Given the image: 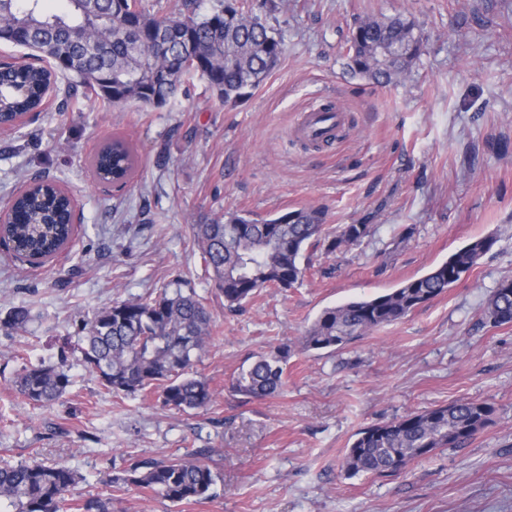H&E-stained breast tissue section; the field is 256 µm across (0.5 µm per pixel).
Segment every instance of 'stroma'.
<instances>
[{
  "instance_id": "stroma-1",
  "label": "stroma",
  "mask_w": 512,
  "mask_h": 512,
  "mask_svg": "<svg viewBox=\"0 0 512 512\" xmlns=\"http://www.w3.org/2000/svg\"><path fill=\"white\" fill-rule=\"evenodd\" d=\"M278 65L253 94L224 104L196 75L161 108L57 92L49 108L0 130V211L31 178L56 181L78 209L65 251L33 266L0 246V318L29 304L27 332L0 325V457L76 470L74 497L111 512H512V326L485 302L512 277V0H275ZM414 18L428 43L404 76L380 86L346 68L348 39L373 16ZM347 116L336 141L305 145L298 116L319 99ZM133 144L124 189L89 160L108 139ZM325 211V232L372 225L328 253L308 246L302 283L267 289L232 312L215 293L192 227L234 214ZM497 243L447 293L345 348L303 350L328 306L397 288L470 241ZM194 289L217 326L196 370L220 398L177 412L157 396H115L85 367L81 327L112 302ZM69 348L71 385L47 407L14 390L25 363ZM290 349L281 395L230 390L253 356ZM457 399L495 408L461 450L442 448L394 476H348L361 429ZM188 457L218 474L214 498L172 506L105 481L131 463Z\"/></svg>"
}]
</instances>
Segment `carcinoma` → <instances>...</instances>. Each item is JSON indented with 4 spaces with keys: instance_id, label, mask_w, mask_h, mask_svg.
<instances>
[{
    "instance_id": "cac0c4a2",
    "label": "carcinoma",
    "mask_w": 512,
    "mask_h": 512,
    "mask_svg": "<svg viewBox=\"0 0 512 512\" xmlns=\"http://www.w3.org/2000/svg\"><path fill=\"white\" fill-rule=\"evenodd\" d=\"M0 0L4 40L29 50L30 62L0 63V126L42 108L45 91L70 76L95 99L107 103L137 101L159 108L174 97L184 75L195 73L226 104H235L256 88L282 54V38L262 17L276 10L274 0H220L202 16L158 17L148 0ZM385 43L388 57L378 54ZM425 49L414 20L369 18L352 33L347 68L377 85L390 84L410 71ZM136 164L129 141L114 137L93 155L97 178L126 183ZM72 199L57 184L35 178L15 196L0 238L20 258H53L71 241ZM325 213L298 208L255 222L232 215L227 222L193 225L194 243L224 306L240 308L263 288L293 287L303 276L306 247L322 240ZM372 231L369 224H346L327 241L329 253L354 244ZM496 243L475 239L428 273L371 298L349 300L324 309L302 337L305 350H338L378 328L393 324L448 291L472 271ZM484 314L495 326L512 324V278L505 277L489 296ZM32 307L11 309L4 323L23 331ZM216 326L202 299L177 288L151 297L112 303L83 326L81 353L100 384L115 394L155 393L178 411L204 409L218 393L193 372L206 353ZM288 349L279 347L241 367L231 390L246 399L264 400L284 387ZM67 351L58 362L26 364L14 382L28 402L48 406L68 390ZM494 407L484 401L456 400L360 430L347 448L349 474L394 475L413 460L438 448H462L492 423ZM83 476L42 460L0 463V512H106L91 494L74 503L68 493ZM110 486H135L173 503L214 496L217 475L194 459L138 461L112 476Z\"/></svg>"
}]
</instances>
